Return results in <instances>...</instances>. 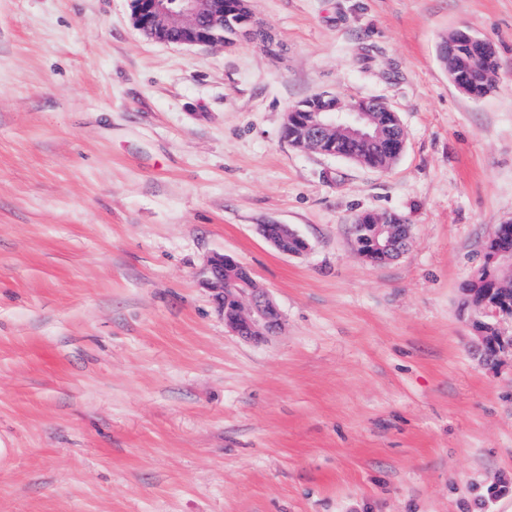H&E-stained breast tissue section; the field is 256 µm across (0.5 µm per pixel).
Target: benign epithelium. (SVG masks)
I'll use <instances>...</instances> for the list:
<instances>
[{
	"instance_id": "benign-epithelium-1",
	"label": "benign epithelium",
	"mask_w": 512,
	"mask_h": 512,
	"mask_svg": "<svg viewBox=\"0 0 512 512\" xmlns=\"http://www.w3.org/2000/svg\"><path fill=\"white\" fill-rule=\"evenodd\" d=\"M134 26L146 37L179 46L229 45L224 36L231 23L245 24L236 36L250 38L264 31L255 18L249 0H130ZM455 37L464 38L477 50L476 58L495 56L493 45L469 29H460ZM308 113L297 133L288 138L292 145L325 154L324 144L339 132L353 143L377 152L386 160L396 159L404 147V133L396 112L385 102L375 100L369 108L351 101L342 102L323 92L309 97L285 114L283 134H288L291 116ZM259 233L278 252L299 256L309 249L308 241L288 224H261ZM356 238H365L368 251L361 252L373 265L385 264L403 255L411 225L395 212H388L377 224H364L357 217L351 228ZM503 239L504 246L487 264L497 263L512 269V224H499L491 235ZM242 271L224 279V263ZM203 285L224 303V324L235 335L260 341L274 334L282 323L281 313L269 293L259 287L248 270L228 255L211 258L205 269ZM472 319L477 332L474 350L487 365H499L512 357V332L502 330L504 320H512V289H497V299L484 298Z\"/></svg>"
}]
</instances>
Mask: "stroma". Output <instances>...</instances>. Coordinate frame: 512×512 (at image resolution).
Here are the masks:
<instances>
[{"instance_id":"obj_1","label":"stroma","mask_w":512,"mask_h":512,"mask_svg":"<svg viewBox=\"0 0 512 512\" xmlns=\"http://www.w3.org/2000/svg\"><path fill=\"white\" fill-rule=\"evenodd\" d=\"M251 5L275 54L0 0V512H512V359L479 362L462 307L512 219V0ZM461 28L495 48L478 101L438 58ZM320 92L388 103L399 160L290 146ZM387 211L413 232L376 266L350 223ZM216 254L277 333L225 327ZM259 233L263 239L281 254L299 256L309 249L308 241L291 225L262 224ZM225 262L240 269L242 276L237 274L224 280L233 273ZM202 283L205 288L218 292L224 303V324L235 335L248 341H260L280 328L282 318L277 305L233 257L222 254L211 258Z\"/></svg>"}]
</instances>
